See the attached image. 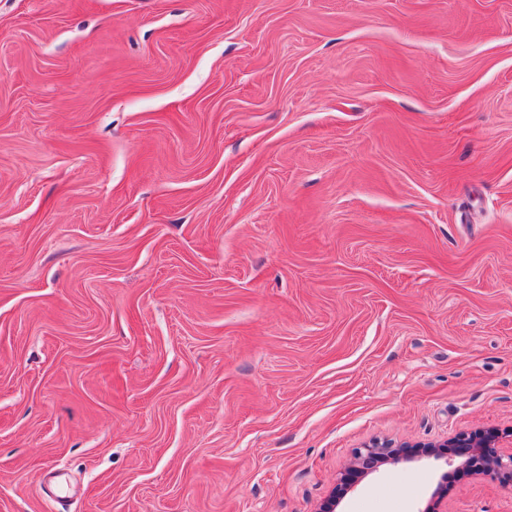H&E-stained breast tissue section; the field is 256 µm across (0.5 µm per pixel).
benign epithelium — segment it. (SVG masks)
<instances>
[{
    "label": "benign epithelium",
    "instance_id": "obj_1",
    "mask_svg": "<svg viewBox=\"0 0 512 512\" xmlns=\"http://www.w3.org/2000/svg\"><path fill=\"white\" fill-rule=\"evenodd\" d=\"M499 434L493 430L460 432L437 443L405 445L395 448L374 441L355 451L358 463L380 459L385 461H411L435 458L447 461L462 459L461 468L475 469V474L497 478L512 484V454L505 457L498 452Z\"/></svg>",
    "mask_w": 512,
    "mask_h": 512
}]
</instances>
